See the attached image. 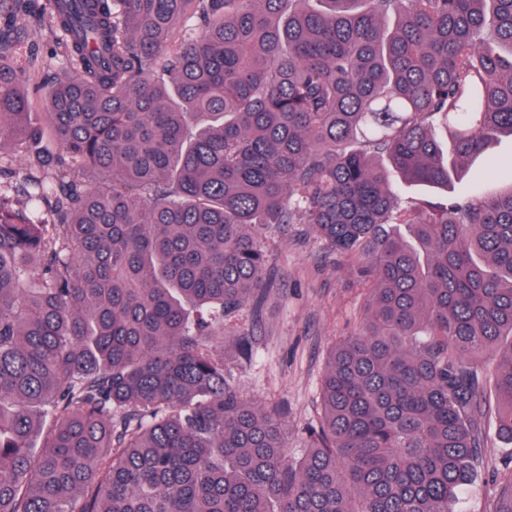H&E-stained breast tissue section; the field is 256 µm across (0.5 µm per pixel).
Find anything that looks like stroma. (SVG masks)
Listing matches in <instances>:
<instances>
[{
  "label": "stroma",
  "mask_w": 512,
  "mask_h": 512,
  "mask_svg": "<svg viewBox=\"0 0 512 512\" xmlns=\"http://www.w3.org/2000/svg\"><path fill=\"white\" fill-rule=\"evenodd\" d=\"M54 37L48 20L30 28L20 41V61L42 57L31 74V100L37 111H45L47 92L59 76L50 57ZM270 261L278 277L276 289L259 315L245 314L228 322L224 334L226 364H234L236 353L231 336L246 330L253 333L255 355L238 379L244 401L272 407L285 405L288 450L306 444L305 428L317 417L318 393L332 346L353 334L361 317L364 294L347 267L323 249L305 225H290L270 245ZM484 454L489 462L477 480L459 490L455 512H491L498 484L512 479V445L493 439Z\"/></svg>",
  "instance_id": "stroma-1"
}]
</instances>
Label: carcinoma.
Wrapping results in <instances>:
<instances>
[{"instance_id": "cac0c4a2", "label": "carcinoma", "mask_w": 512, "mask_h": 512, "mask_svg": "<svg viewBox=\"0 0 512 512\" xmlns=\"http://www.w3.org/2000/svg\"><path fill=\"white\" fill-rule=\"evenodd\" d=\"M504 137L512 0H0V512H452L512 444V177L461 186ZM286 224L366 294L294 456L224 362ZM31 21L35 25L30 26L29 37H25L18 44L17 54L20 62L24 64L31 55L42 57L43 64L31 72L30 92L34 108L43 112L48 105L47 92L56 83L59 72L50 60L55 43L48 19L42 18L36 22L33 18Z\"/></svg>"}]
</instances>
